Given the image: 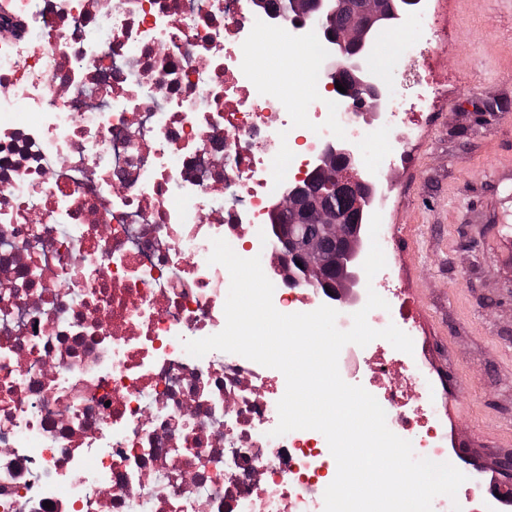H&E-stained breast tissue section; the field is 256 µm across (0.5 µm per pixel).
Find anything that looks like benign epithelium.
<instances>
[{"instance_id": "benign-epithelium-1", "label": "benign epithelium", "mask_w": 512, "mask_h": 512, "mask_svg": "<svg viewBox=\"0 0 512 512\" xmlns=\"http://www.w3.org/2000/svg\"><path fill=\"white\" fill-rule=\"evenodd\" d=\"M384 4L385 0H367L366 11L347 17L334 36L322 28V14L334 10L332 0H318L311 19L297 18L291 22L296 29L307 30L330 44V58L322 75L326 90L336 95L337 118L341 123L354 125L360 113H381L389 105L388 87L373 78L369 55ZM345 72L351 75V81L343 84L346 92L342 93L336 89L335 81L341 80ZM368 147V141L354 137L325 139L307 163L304 174L281 185L265 208L270 220L288 211L294 215V222L286 228L272 223L261 225L270 248L262 260L290 287L320 292L334 304L357 299L353 288L359 283L361 244L378 187L377 179L364 167L363 156ZM339 163L353 174L348 187L356 198L354 212H337L311 200L317 184L331 189L345 184L336 168ZM303 224L321 225L324 235L336 240V253L325 254L319 241L303 236L299 231ZM297 262L302 263L301 279L294 283L292 265Z\"/></svg>"}]
</instances>
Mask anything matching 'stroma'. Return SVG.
Listing matches in <instances>:
<instances>
[{
  "mask_svg": "<svg viewBox=\"0 0 512 512\" xmlns=\"http://www.w3.org/2000/svg\"><path fill=\"white\" fill-rule=\"evenodd\" d=\"M441 40L429 67L433 106L414 133L388 116L357 122L379 175L375 208L386 267L411 303L414 350L444 415L456 497L481 495L499 512L498 463L512 450V0H434ZM414 20L374 39L371 71L388 82Z\"/></svg>",
  "mask_w": 512,
  "mask_h": 512,
  "instance_id": "obj_1",
  "label": "stroma"
}]
</instances>
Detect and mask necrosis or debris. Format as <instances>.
Returning <instances> with one entry per match:
<instances>
[{
  "mask_svg": "<svg viewBox=\"0 0 512 512\" xmlns=\"http://www.w3.org/2000/svg\"><path fill=\"white\" fill-rule=\"evenodd\" d=\"M287 29L252 0H0V512H324L337 464L275 435L284 375L184 348L226 323L213 239L264 249L331 124ZM364 352L388 428L447 461L413 362L385 388Z\"/></svg>",
  "mask_w": 512,
  "mask_h": 512,
  "instance_id": "4bbe7bcc",
  "label": "necrosis or debris"
}]
</instances>
